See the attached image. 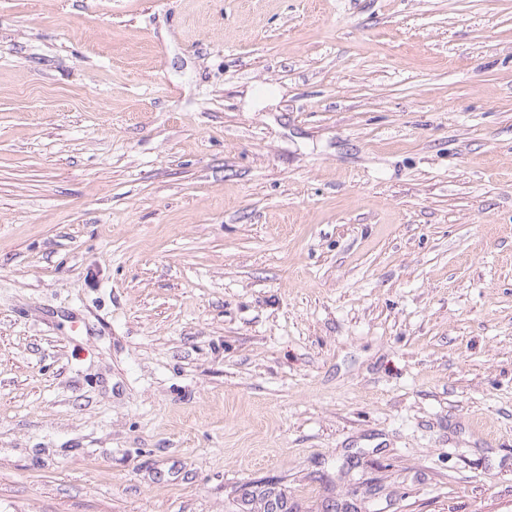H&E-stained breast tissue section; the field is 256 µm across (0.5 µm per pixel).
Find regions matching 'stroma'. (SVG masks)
<instances>
[{
  "label": "stroma",
  "mask_w": 512,
  "mask_h": 512,
  "mask_svg": "<svg viewBox=\"0 0 512 512\" xmlns=\"http://www.w3.org/2000/svg\"><path fill=\"white\" fill-rule=\"evenodd\" d=\"M512 512V0H0V512Z\"/></svg>",
  "instance_id": "35a3bbf8"
}]
</instances>
